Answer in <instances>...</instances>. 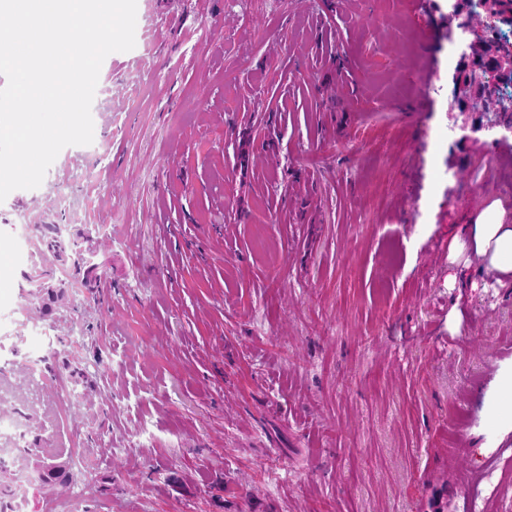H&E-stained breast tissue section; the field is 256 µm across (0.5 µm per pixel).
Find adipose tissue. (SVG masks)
<instances>
[{"label":"adipose tissue","instance_id":"obj_1","mask_svg":"<svg viewBox=\"0 0 512 512\" xmlns=\"http://www.w3.org/2000/svg\"><path fill=\"white\" fill-rule=\"evenodd\" d=\"M501 205L483 212L466 235L454 236L448 245V261L456 263L466 251L482 259L488 273L497 282L512 280V224L505 223Z\"/></svg>","mask_w":512,"mask_h":512}]
</instances>
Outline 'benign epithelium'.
<instances>
[{
	"label": "benign epithelium",
	"mask_w": 512,
	"mask_h": 512,
	"mask_svg": "<svg viewBox=\"0 0 512 512\" xmlns=\"http://www.w3.org/2000/svg\"><path fill=\"white\" fill-rule=\"evenodd\" d=\"M482 13L471 28L512 24V0H482ZM512 74V51L482 36L466 44L452 76L453 97L461 112H497L501 78Z\"/></svg>",
	"instance_id": "obj_1"
}]
</instances>
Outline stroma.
Here are the masks:
<instances>
[{
    "instance_id": "1",
    "label": "stroma",
    "mask_w": 512,
    "mask_h": 512,
    "mask_svg": "<svg viewBox=\"0 0 512 512\" xmlns=\"http://www.w3.org/2000/svg\"><path fill=\"white\" fill-rule=\"evenodd\" d=\"M449 12L137 0L91 108L109 152L0 202V368L59 341L37 449L72 482L36 512H512V288L448 262L493 203L512 223V135L457 111ZM39 224L100 249L37 327L13 239Z\"/></svg>"
}]
</instances>
